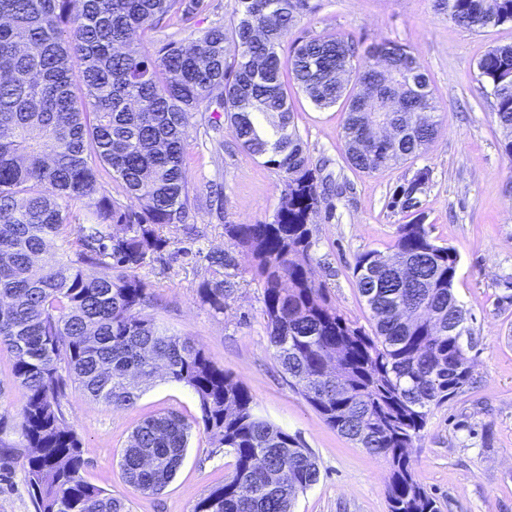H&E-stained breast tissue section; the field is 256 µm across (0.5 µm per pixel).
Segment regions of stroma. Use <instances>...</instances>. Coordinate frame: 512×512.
<instances>
[{
  "mask_svg": "<svg viewBox=\"0 0 512 512\" xmlns=\"http://www.w3.org/2000/svg\"><path fill=\"white\" fill-rule=\"evenodd\" d=\"M312 3L313 12L284 38L281 58H288L295 40L323 33L411 45L430 76L441 119L437 137L418 157L368 175L346 159L343 107H317L293 89L294 123L311 161L341 188L312 218L316 278L339 310L367 327L370 312L353 276L358 254L389 251L398 226L417 219L435 243L456 251L454 292L471 315L472 379L432 407L410 450L411 464L438 512H512V305L501 301L512 294V159L501 149L493 98L476 80V63L487 50L512 44V24L473 33L438 11L434 0ZM234 9L235 0H203L189 17L149 32L148 46L156 51L171 41L190 42L229 24ZM422 168L429 182L419 207L402 208L395 198ZM185 170L187 221L164 227L169 246L137 270L157 298L153 317L199 343L246 386L261 415L311 449L320 480L299 495L295 512H388L389 462L338 434L289 388L269 345L261 289L250 274L238 275L223 315L213 316L197 296L199 282L210 275L207 254L225 246V225L272 222L281 173L235 145L223 113L205 111L194 113L187 128ZM11 366L1 350L0 512H36L13 430L22 395ZM171 412L191 425L185 460L160 493L136 491L123 478L120 452L138 424ZM68 421L88 460L84 480L125 500L130 512H193L233 467L205 432L194 392L176 382L149 383L121 410L72 393Z\"/></svg>",
  "mask_w": 512,
  "mask_h": 512,
  "instance_id": "stroma-1",
  "label": "stroma"
}]
</instances>
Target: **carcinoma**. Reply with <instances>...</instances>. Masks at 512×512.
Returning <instances> with one entry per match:
<instances>
[{"label":"carcinoma","mask_w":512,"mask_h":512,"mask_svg":"<svg viewBox=\"0 0 512 512\" xmlns=\"http://www.w3.org/2000/svg\"><path fill=\"white\" fill-rule=\"evenodd\" d=\"M231 28L207 30L188 45L152 53L148 32L191 14L199 0H0V348L12 360L23 402L15 430L21 467L38 512H128L123 499L88 484L82 443L68 422V391L113 408L132 405L161 377L197 395L204 430L234 458L223 484L193 512H294L318 483L310 449L255 409L248 389L193 339L159 325L150 286L135 274L183 223L188 206L185 136L191 112L216 105L236 145L284 173L273 221L226 224L227 249L207 254L211 276L200 304L224 313L237 287V257L262 290L269 342L289 386L339 434L360 438L390 463L388 512H438L415 478L414 447L431 406L470 381L467 346L448 329L468 320L454 294L458 256L431 240L419 221L401 224L392 249L357 256L356 288L370 311L367 330L329 300L311 274V216L325 198L294 124L284 85L320 108L348 101L380 67L403 82L381 88L407 96L401 112H380L402 133L389 144L366 133L364 114L347 112L350 166L365 173L416 157L438 133L439 106L417 51L391 39L364 46L341 33L297 41L283 68L279 50L310 0H236ZM471 32L512 23V0H436ZM237 44L229 58L224 44ZM364 55L363 70L354 61ZM341 85L332 74L341 62ZM512 159V44L477 63ZM112 174L134 205L100 192ZM418 170L402 190L416 208L428 183ZM57 239L68 253L51 251ZM101 267L100 275L90 269ZM191 425L168 413L145 419L121 451L126 481L157 494L188 448Z\"/></svg>","instance_id":"obj_1"}]
</instances>
